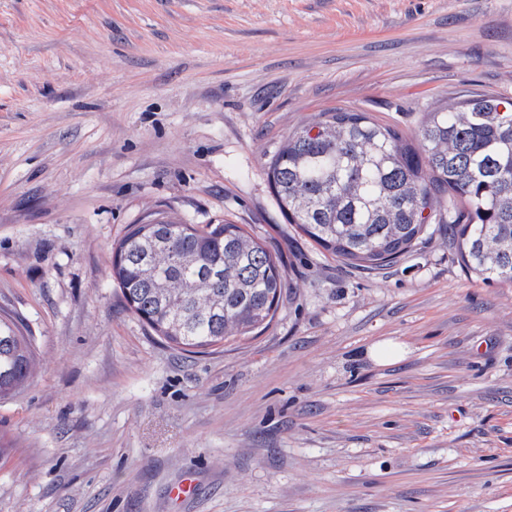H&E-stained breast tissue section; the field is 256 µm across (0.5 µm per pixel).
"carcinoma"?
Masks as SVG:
<instances>
[{"mask_svg":"<svg viewBox=\"0 0 512 512\" xmlns=\"http://www.w3.org/2000/svg\"><path fill=\"white\" fill-rule=\"evenodd\" d=\"M417 151L366 112L336 108L288 135L268 180L288 223L349 265L379 268L452 224L467 272L512 283V99L469 93L427 113ZM116 245L112 278L127 307L183 352L266 328L285 272L238 224L200 228L156 213ZM36 371L34 337L0 319V399Z\"/></svg>","mask_w":512,"mask_h":512,"instance_id":"cac0c4a2","label":"carcinoma"}]
</instances>
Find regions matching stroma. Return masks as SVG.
Returning a JSON list of instances; mask_svg holds the SVG:
<instances>
[{
  "label": "stroma",
  "mask_w": 512,
  "mask_h": 512,
  "mask_svg": "<svg viewBox=\"0 0 512 512\" xmlns=\"http://www.w3.org/2000/svg\"><path fill=\"white\" fill-rule=\"evenodd\" d=\"M469 92L512 97V0H0V309L37 360L0 512H512V287L445 224L350 266L267 179L320 113L411 141ZM158 210L280 259L269 327L190 355L125 308L113 249Z\"/></svg>",
  "instance_id": "obj_1"
}]
</instances>
